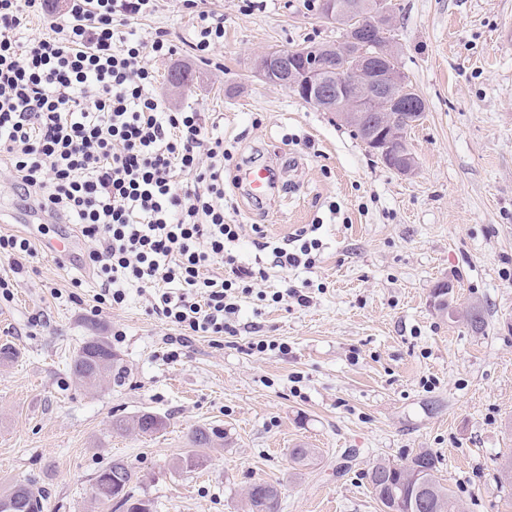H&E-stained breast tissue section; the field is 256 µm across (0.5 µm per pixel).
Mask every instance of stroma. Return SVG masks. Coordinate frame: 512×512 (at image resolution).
<instances>
[{"mask_svg": "<svg viewBox=\"0 0 512 512\" xmlns=\"http://www.w3.org/2000/svg\"><path fill=\"white\" fill-rule=\"evenodd\" d=\"M394 3L398 65L426 104L408 137L418 161L409 177L333 113L255 77L263 50L339 39L311 0H158L133 23L141 39L162 31L174 47L147 60L165 106L204 113L233 155L224 212L243 227L238 260L254 257L253 225L272 241L318 227L316 265L269 267L239 294L230 333L182 348L147 294L99 304L82 266L42 252L57 227L0 161V234L38 249L19 275L0 257V276L16 280L0 294V345L17 351L0 366V496L32 483L46 492L44 512H111L92 486L121 460L154 512H248L258 480L278 489L280 512H382L373 465L426 450L467 512H512V486L498 479L512 457V0ZM206 15L223 18L224 40L202 53ZM176 67L191 71L188 85L169 83ZM265 162L277 180L259 205L237 174ZM441 285L456 318L432 304ZM290 286L309 305L285 296ZM474 304L487 321L478 334L463 318ZM91 336L111 344L122 372L93 390L70 373ZM259 340L271 349L249 351ZM147 411L167 428L113 433L114 417ZM199 427L224 437L205 466L180 468ZM300 445L315 449L313 464L292 461Z\"/></svg>", "mask_w": 512, "mask_h": 512, "instance_id": "stroma-1", "label": "stroma"}]
</instances>
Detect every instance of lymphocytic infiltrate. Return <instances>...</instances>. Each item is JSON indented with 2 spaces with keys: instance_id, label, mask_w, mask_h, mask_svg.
Returning a JSON list of instances; mask_svg holds the SVG:
<instances>
[{
  "instance_id": "1",
  "label": "lymphocytic infiltrate",
  "mask_w": 512,
  "mask_h": 512,
  "mask_svg": "<svg viewBox=\"0 0 512 512\" xmlns=\"http://www.w3.org/2000/svg\"><path fill=\"white\" fill-rule=\"evenodd\" d=\"M156 0H0V157L36 207L72 220L91 242L97 300L119 305L128 288L150 292L154 312L187 336L223 335L228 293L266 277L231 247L242 227L224 215V140L193 110L171 112L154 92L148 56L173 48L164 33L135 38L132 21ZM49 31L29 37L33 18ZM274 266L311 268L309 228ZM227 264V276L207 275Z\"/></svg>"
}]
</instances>
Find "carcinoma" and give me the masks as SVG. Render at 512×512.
Masks as SVG:
<instances>
[{
  "label": "carcinoma",
  "instance_id": "1",
  "mask_svg": "<svg viewBox=\"0 0 512 512\" xmlns=\"http://www.w3.org/2000/svg\"><path fill=\"white\" fill-rule=\"evenodd\" d=\"M472 330L482 332L486 328L483 309L472 306L464 314ZM93 360L81 353L75 356L72 373L76 382L86 388L95 387L103 377L112 376L116 359L112 347L103 338L89 342ZM167 417L144 412L128 421L112 420V429L127 432L138 430L141 434H153L163 429ZM221 438L215 428H197L192 433L193 449L179 460V466L195 469L204 464L201 449L209 447L214 439ZM439 460L427 451H421L404 464L379 462L369 472L372 494L384 506L394 512H466L463 504L452 499L448 488L438 477ZM134 472L123 461H113L100 469L95 478L92 493L102 505H111L117 512H134V504L147 505L143 512H152V502L135 497L131 484ZM247 498L250 512H279L277 489L266 482L250 485ZM10 502L9 512H36L43 504V492L30 483H19L5 497Z\"/></svg>",
  "mask_w": 512,
  "mask_h": 512
}]
</instances>
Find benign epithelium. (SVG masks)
I'll return each mask as SVG.
<instances>
[{"mask_svg": "<svg viewBox=\"0 0 512 512\" xmlns=\"http://www.w3.org/2000/svg\"><path fill=\"white\" fill-rule=\"evenodd\" d=\"M319 16L344 29V37L332 48L336 67L321 63L325 48L309 45L260 52L255 75L335 113L384 166L403 176L414 174L417 160L405 144V130L422 117L424 99L398 68L369 63L374 54L367 36L372 29L388 36L394 23L391 0H321Z\"/></svg>", "mask_w": 512, "mask_h": 512, "instance_id": "1", "label": "benign epithelium"}]
</instances>
